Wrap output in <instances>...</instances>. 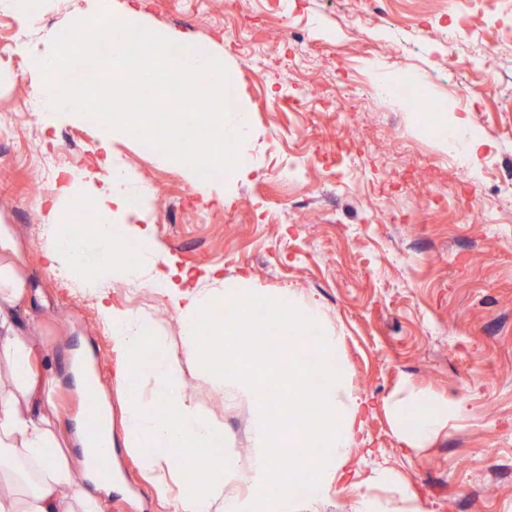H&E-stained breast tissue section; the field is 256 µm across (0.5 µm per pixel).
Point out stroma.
<instances>
[{
    "instance_id": "35a3bbf8",
    "label": "stroma",
    "mask_w": 512,
    "mask_h": 512,
    "mask_svg": "<svg viewBox=\"0 0 512 512\" xmlns=\"http://www.w3.org/2000/svg\"><path fill=\"white\" fill-rule=\"evenodd\" d=\"M107 0L114 15L138 12L151 27L223 54L231 93L249 112L239 155L248 174L203 182L141 140L103 141L98 122L39 111L18 46L48 49L54 32L98 0H43L0 11V259L26 284L17 317L53 367L59 435L84 423L72 372L85 353L106 392L116 472L106 512H173L158 498L138 454L124 446L116 390L120 357L84 281L52 267L43 232L54 185L69 171L111 157L142 194L137 225L163 262L177 266L224 304V280L251 277L272 296L318 299L325 327L340 332L350 389L366 398L361 447L350 471L327 490L321 512H352L359 495L379 512H512V0ZM279 46L289 67L257 58ZM406 78L417 102L386 95ZM346 88L345 103L336 99ZM473 87L461 97L459 86ZM461 116L489 141L479 175L448 163L451 148L431 130L432 113ZM114 302L151 314L182 351V327L166 293L112 286ZM188 391L221 421L243 463L249 407L192 361ZM464 402L438 437L409 450L396 437L389 401L413 391ZM394 481H375L378 463Z\"/></svg>"
}]
</instances>
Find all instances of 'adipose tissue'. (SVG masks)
<instances>
[{
    "label": "adipose tissue",
    "instance_id": "obj_1",
    "mask_svg": "<svg viewBox=\"0 0 512 512\" xmlns=\"http://www.w3.org/2000/svg\"><path fill=\"white\" fill-rule=\"evenodd\" d=\"M58 197L70 214L95 212L98 224L60 232L58 225L45 227L60 261L57 270L67 279L81 278L99 287L98 305L108 325L114 349L123 358L117 386L124 392L126 445L142 451L143 465L155 471L154 489L167 496L169 474L187 466L205 464L202 481L186 484L178 495L175 512H245L236 492L247 487L251 496L264 500L269 489L284 497L292 496L299 472L309 474V512H318L328 487L349 466L356 444L364 403L350 390L339 357L341 336L323 329L324 312L319 304L298 300L293 292H281L264 302L275 318V332L256 360V369H246L233 351L212 359L207 357L203 336L220 331L227 336L245 333L243 322H225L215 327L209 321V293L185 289L183 283L165 281L172 308L182 323L184 356L162 354L166 343L150 315L113 305L104 282H145L148 263L158 262L159 254L140 245L138 256H131L127 245L138 229L132 220L139 200L130 177L108 170L100 180H87L83 191L73 186L60 188ZM95 234L99 244L112 248L111 255L93 265L83 257L85 233ZM26 292L25 283L13 264H0V362L9 372L7 386H0V512H104L101 493L112 490V481L95 478L96 494L82 491L73 480L61 440L45 413L52 406L54 386L47 358L38 354L32 337L18 335L13 310ZM321 328L313 345L320 361L316 366L302 362L304 335ZM204 360L207 375L218 382L236 384L239 397L254 411L248 429V442L257 458L256 465L243 466L233 440L224 435V426L204 410L187 391L183 359ZM287 370L282 379L289 403L278 423H271L265 409L273 397V377L269 364ZM154 382L152 395L139 387L142 378ZM462 403L411 394L391 405L395 433L409 447H418L433 438L449 415L460 413ZM315 445L318 460L299 456V449ZM297 454L295 471H284L282 451Z\"/></svg>",
    "mask_w": 512,
    "mask_h": 512
}]
</instances>
